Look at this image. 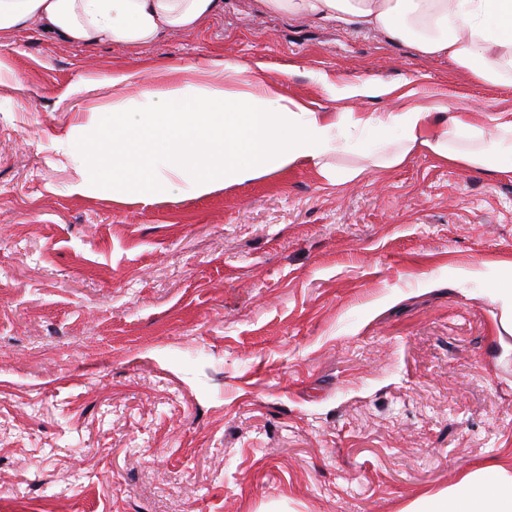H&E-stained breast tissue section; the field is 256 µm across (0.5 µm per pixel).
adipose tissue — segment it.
<instances>
[{
  "mask_svg": "<svg viewBox=\"0 0 512 512\" xmlns=\"http://www.w3.org/2000/svg\"><path fill=\"white\" fill-rule=\"evenodd\" d=\"M272 13L335 20L448 56L474 80L512 83V0H262ZM223 0H0V38L20 28L81 46L135 48L172 31L195 32ZM227 62L176 92L144 89L93 113L56 138L58 153L83 174L71 190H108L114 201L153 203L170 191L196 196L310 165L341 186L367 168L388 170L423 153L465 171L512 172V113L476 118L448 104L377 112H331L290 99ZM352 153L370 167H330ZM403 512H512V458L466 471L448 490L427 493Z\"/></svg>",
  "mask_w": 512,
  "mask_h": 512,
  "instance_id": "obj_1",
  "label": "adipose tissue"
}]
</instances>
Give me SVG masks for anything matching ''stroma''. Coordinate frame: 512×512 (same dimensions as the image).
Returning <instances> with one entry per match:
<instances>
[{"label":"stroma","instance_id":"obj_1","mask_svg":"<svg viewBox=\"0 0 512 512\" xmlns=\"http://www.w3.org/2000/svg\"><path fill=\"white\" fill-rule=\"evenodd\" d=\"M215 58L315 109L360 79L371 110L512 113V85L259 0L138 48L1 39L0 512H400L512 454L511 173L419 153L340 188L303 165L148 206L71 193L54 138L112 73ZM324 87L327 94L332 99L346 98L358 101L360 99L378 97L384 94L383 87L370 81L351 82L343 87L325 84Z\"/></svg>","mask_w":512,"mask_h":512}]
</instances>
